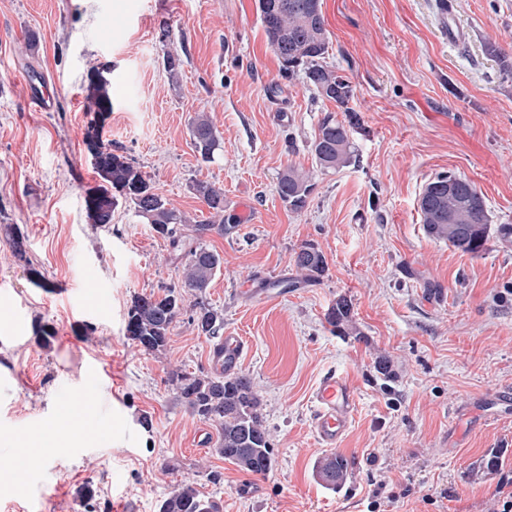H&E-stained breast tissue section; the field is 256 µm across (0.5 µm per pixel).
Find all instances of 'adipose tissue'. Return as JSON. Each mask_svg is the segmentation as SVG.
<instances>
[{
	"mask_svg": "<svg viewBox=\"0 0 512 512\" xmlns=\"http://www.w3.org/2000/svg\"><path fill=\"white\" fill-rule=\"evenodd\" d=\"M89 405L87 395H76L64 409L59 410L53 429L37 428L29 431L21 440V447L49 448L56 454L64 449L76 447L82 438L95 432L94 427L86 421Z\"/></svg>",
	"mask_w": 512,
	"mask_h": 512,
	"instance_id": "adipose-tissue-1",
	"label": "adipose tissue"
}]
</instances>
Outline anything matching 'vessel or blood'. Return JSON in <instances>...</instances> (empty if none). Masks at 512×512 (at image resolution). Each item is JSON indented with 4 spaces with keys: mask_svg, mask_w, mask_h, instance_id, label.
Listing matches in <instances>:
<instances>
[{
    "mask_svg": "<svg viewBox=\"0 0 512 512\" xmlns=\"http://www.w3.org/2000/svg\"><path fill=\"white\" fill-rule=\"evenodd\" d=\"M246 347L245 340L226 333L211 353L212 366L224 375L235 372ZM310 429L317 442L326 448L338 447L349 432L356 413L355 388L350 379L335 370L326 372L312 395Z\"/></svg>",
    "mask_w": 512,
    "mask_h": 512,
    "instance_id": "1",
    "label": "vessel or blood"
}]
</instances>
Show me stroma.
<instances>
[{"mask_svg": "<svg viewBox=\"0 0 512 512\" xmlns=\"http://www.w3.org/2000/svg\"><path fill=\"white\" fill-rule=\"evenodd\" d=\"M326 62L354 88L357 158L316 169L311 143L325 112L302 78L286 79L255 0H0V461L12 439L52 429L63 403L89 393L110 427L78 447L32 463L21 483L0 477V512H158L190 480L224 512H494L512 473V243L490 235L476 255L427 236L418 199L453 172L482 193L491 226L512 224V0H452L463 30L448 43L439 0H322ZM37 46L28 49V37ZM178 57L170 76L165 60ZM108 68L112 112L102 131L193 222L210 221L191 184L203 180L261 221L208 239L224 257L208 301L247 348L249 375L275 454L254 497L244 472L199 447L205 423L177 401L172 371L210 372L211 341L181 315L166 349L146 355L125 336L134 295L177 284L166 240L119 201L111 224L90 222L100 180L84 138L87 76ZM49 95L40 109L35 97ZM208 112L223 137L203 162L190 133ZM314 174L306 207L277 193L288 165ZM28 238L25 258L12 230ZM306 243L325 255L316 280L293 259ZM294 288L269 300L254 289ZM96 288L101 299L88 296ZM357 334L326 321L338 298ZM53 328L49 343L37 336ZM389 357L383 383L374 364ZM101 367L94 388L86 372ZM357 393L354 426L339 451L351 475L339 489L313 475L324 453L309 425L311 392L328 370ZM498 464L481 475L489 459Z\"/></svg>", "mask_w": 512, "mask_h": 512, "instance_id": "stroma-1", "label": "stroma"}]
</instances>
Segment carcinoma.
<instances>
[{
  "label": "carcinoma",
  "instance_id": "1",
  "mask_svg": "<svg viewBox=\"0 0 512 512\" xmlns=\"http://www.w3.org/2000/svg\"><path fill=\"white\" fill-rule=\"evenodd\" d=\"M256 8L282 74L290 80L302 74L304 83L344 112L342 120L329 111L320 120L311 144L316 166L322 173L348 166L354 157L351 135L359 119L348 107L354 96L350 81L324 63L329 37L321 0H257ZM108 74L104 69L88 74V111L106 115L112 112ZM190 131L202 161H213L221 149L222 136L209 114L195 113ZM100 147V158L93 163V169L101 185L91 192L98 223H112L117 194L127 191L124 199L144 223L169 241L183 267L180 284L133 297L125 324L127 340L145 354L163 351L174 324L187 309L198 334L209 341L218 339L224 331V310L212 306L205 294L224 266V257L207 245V238L236 228L224 223V190L207 181L192 183L194 194L215 217L209 223L192 224L157 191L149 176L126 156L112 151V143L102 141ZM312 190V177L303 169L289 165L279 173L278 195L292 211L306 207ZM418 208L428 236L446 240L464 254L476 255L484 249L490 233L489 217L484 198L469 180L452 173L434 177L423 188ZM294 264L308 278L322 276L327 266L324 254L312 243L300 247ZM326 320L341 333L356 330L352 305L345 297L328 309ZM170 383L178 401L214 426L216 455L247 473L266 474L272 469L273 447L251 378L215 371L174 372ZM313 473L321 485L336 490L346 483L350 464L344 456L330 452L315 460ZM158 512H222V506L203 496L193 483L183 482L160 502Z\"/></svg>",
  "mask_w": 512,
  "mask_h": 512
}]
</instances>
